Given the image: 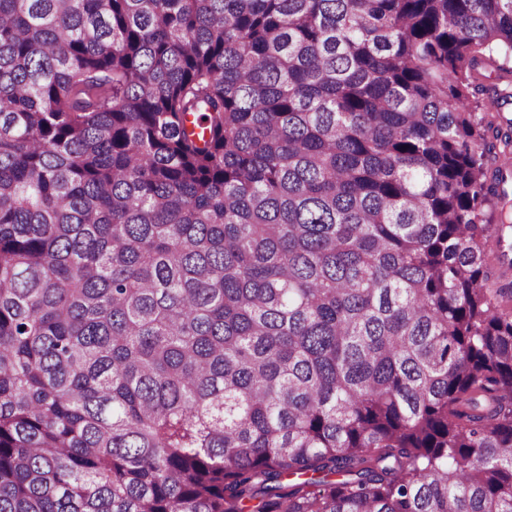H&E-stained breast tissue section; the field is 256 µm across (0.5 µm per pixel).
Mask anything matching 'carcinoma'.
Returning a JSON list of instances; mask_svg holds the SVG:
<instances>
[{"label":"carcinoma","instance_id":"cac0c4a2","mask_svg":"<svg viewBox=\"0 0 512 512\" xmlns=\"http://www.w3.org/2000/svg\"><path fill=\"white\" fill-rule=\"evenodd\" d=\"M512 0H0V512H512ZM493 58V62L488 61L480 69V72L483 75L481 82L485 89V91L480 93L478 96L482 103L488 102L491 104V97L493 95L494 89L498 87L502 89L507 85L510 86V81L512 83V73L510 74V72L507 70L500 69L502 65H504L506 69L511 68L512 70V61L509 59V61L506 63L502 55L499 54H494Z\"/></svg>","mask_w":512,"mask_h":512}]
</instances>
